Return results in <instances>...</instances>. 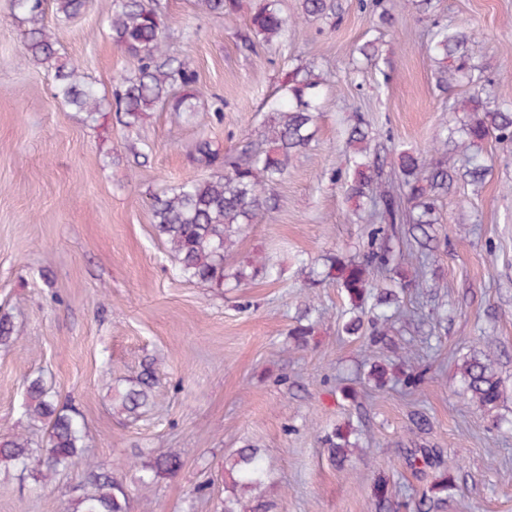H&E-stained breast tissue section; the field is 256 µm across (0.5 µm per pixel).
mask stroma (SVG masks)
Instances as JSON below:
<instances>
[{"instance_id": "obj_1", "label": "stroma", "mask_w": 512, "mask_h": 512, "mask_svg": "<svg viewBox=\"0 0 512 512\" xmlns=\"http://www.w3.org/2000/svg\"><path fill=\"white\" fill-rule=\"evenodd\" d=\"M163 2L169 47L192 61L200 92L193 111L160 108L129 127L110 106L116 76L134 68L106 26L112 0H89L58 35L60 52L106 104L94 123L55 98L43 68L21 63L25 25L0 0V314L20 333L0 348V430L46 444V428L23 415V378L41 376L82 413L86 454L123 484L128 512H222L224 459L246 444L265 458L271 512H378L380 477L398 500L418 501L439 472L410 467L411 448L461 461L447 512H512V144L488 142L484 184L456 183L438 202L440 280L422 296L405 294L404 309L421 306L424 317L396 323L391 336L418 355L417 389L363 394L362 341L341 333L347 300L329 280L306 288L301 273L327 255L368 249L336 178L351 167L350 116L363 115L384 165L393 146L430 149L453 124L449 104L469 88L437 86L427 30L436 20L469 28L474 63L501 79L512 67V0H433L425 13L384 0L387 25L339 0L338 24L309 21L269 47L253 42L258 0L224 18L194 0ZM372 38L377 62H354ZM302 64L330 78L318 131L274 186L275 208L245 227L227 261L233 269L263 254L271 277L220 288L186 280L154 233L153 197L209 175L194 160L199 140L234 153L256 138L265 100ZM307 308L318 326L297 349L288 330ZM475 351L494 361L506 391L491 412L457 393V366ZM151 358L160 364L155 404L128 421L113 412L111 390ZM345 388L357 399L343 398ZM417 413L428 431L413 427ZM347 421L359 449L340 470L321 438ZM154 451L183 465L145 499L129 463ZM79 472L71 466L47 484L1 472L0 512H69L86 490Z\"/></svg>"}]
</instances>
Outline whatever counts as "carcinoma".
I'll return each instance as SVG.
<instances>
[{
    "label": "carcinoma",
    "mask_w": 512,
    "mask_h": 512,
    "mask_svg": "<svg viewBox=\"0 0 512 512\" xmlns=\"http://www.w3.org/2000/svg\"><path fill=\"white\" fill-rule=\"evenodd\" d=\"M52 2L55 24L62 27L81 13L85 0H10L13 15L26 23L20 56L23 61L45 69L54 82L55 97L85 114L93 121L102 110V100L92 86L78 75V67L62 58L56 34L45 24L47 2ZM203 11L224 17L235 14L239 0H198ZM360 11L378 16L380 23H390L381 0H357ZM339 18L334 0H301V15L293 20L282 16L279 0H260L250 17L251 30L261 45L282 40L288 28L299 21ZM166 15L159 0H112L108 26L112 41L134 59L133 73L116 81L112 108L135 124L141 114L158 107L175 112L192 111L196 98L198 74L190 63L168 55ZM470 35L460 27L435 22L431 28L426 53L434 67L437 84L446 89L457 81L471 85L468 95L453 100L449 111L463 115L459 127L449 136H441L430 153L410 149H392L394 167L401 178L396 194L382 179L380 169L371 160L377 145L369 134L363 117L353 115L345 130L346 148L352 154V169L343 176L349 198L364 208V223L371 244L360 258L330 255L325 270L307 273L310 285L334 280L350 306V316L341 327L347 336L366 340L367 348L383 341L389 323L400 313L399 293L413 287L403 277L400 264L390 251L375 246L395 224H411L420 232L421 247L431 241L429 229L437 223V202L460 179L473 186L484 183L488 168L483 163L486 141L512 142V96L507 81L494 82L472 63ZM328 78L312 65L295 67L282 79L278 94L267 102L269 116L259 137L265 149L246 143L236 154L228 156L207 140L196 145V153L207 167L215 168L208 177L185 181L154 197L151 208L156 236L169 248L178 264L180 275L211 288L224 286V261L237 243L243 229L265 213L272 201L270 191L282 180L293 156L306 148L315 136ZM500 91L493 92L492 86ZM268 274L265 259L256 258L234 273L236 285L246 284ZM314 333L312 322L297 324L290 336L298 348L308 345ZM16 340L11 317L0 315V346ZM402 371L403 384L410 388L419 375L408 370L405 356L391 364ZM158 367L147 361L127 385L113 398V410L136 418L152 405L153 387ZM462 394L477 407L488 412L504 398L501 378L488 357L473 353L458 366ZM27 402L24 414L47 426L48 446L35 448L21 434L0 438V468L29 472L38 480H48L82 457L86 443V426L82 416L61 405L47 388L42 377L26 379ZM347 424L336 426L321 438L328 458L337 468L344 467L353 453ZM406 460L412 466L422 462L439 467L430 448L411 451ZM430 486L415 504V512H444L448 489L452 487L449 470ZM182 466L180 457L160 453L138 467L137 482L149 490L157 479L175 474ZM84 479L90 490L75 500L73 512H127L128 496L122 484L97 463L85 460ZM267 468L260 450L247 445L236 450L226 461L224 512H269L262 499ZM379 512H399L405 502L392 498L386 479L374 484Z\"/></svg>",
    "instance_id": "carcinoma-1"
}]
</instances>
